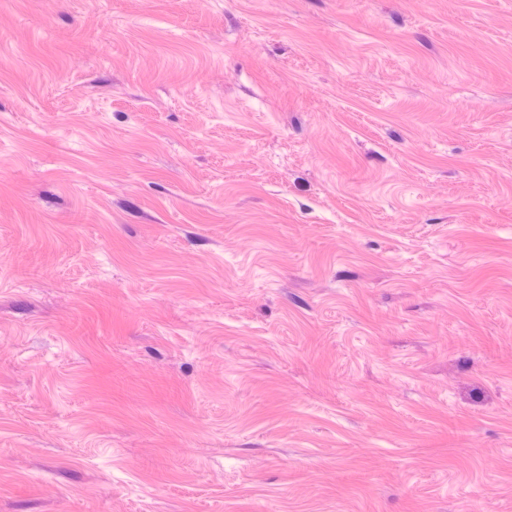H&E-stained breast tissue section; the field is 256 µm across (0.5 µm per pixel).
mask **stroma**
<instances>
[{
	"instance_id": "obj_1",
	"label": "stroma",
	"mask_w": 512,
	"mask_h": 512,
	"mask_svg": "<svg viewBox=\"0 0 512 512\" xmlns=\"http://www.w3.org/2000/svg\"><path fill=\"white\" fill-rule=\"evenodd\" d=\"M0 512H512V0H0Z\"/></svg>"
}]
</instances>
